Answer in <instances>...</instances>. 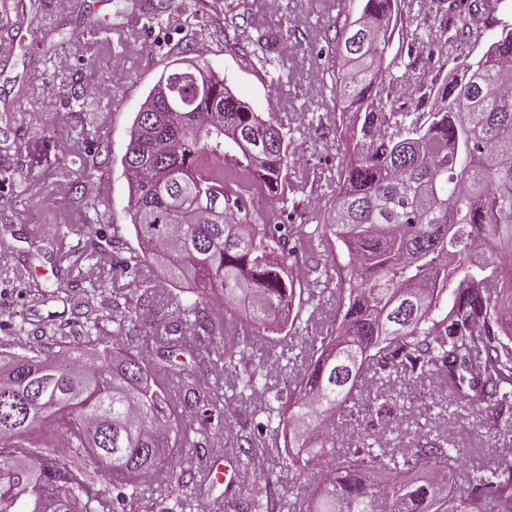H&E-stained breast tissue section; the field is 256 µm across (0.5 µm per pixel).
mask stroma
Masks as SVG:
<instances>
[{
	"label": "stroma",
	"mask_w": 512,
	"mask_h": 512,
	"mask_svg": "<svg viewBox=\"0 0 512 512\" xmlns=\"http://www.w3.org/2000/svg\"><path fill=\"white\" fill-rule=\"evenodd\" d=\"M143 0H96L75 12L58 11L56 0H0V22L14 26V51L0 57V341L31 332L47 315L79 334L71 312L63 305L46 306L43 294L68 284V269L87 270L112 253L110 228L126 225L125 243H138L128 224L129 189L122 159L130 142V128L146 95L172 61L168 44L183 40L205 45L203 63L224 76L237 97L253 111L267 114L269 99L280 102L283 122L300 131L291 145L295 160L288 171L301 180L311 171L336 168L341 154L332 130L357 126L355 108L322 87V67L307 44L295 45L274 64L279 76L271 81L261 69L247 66L233 47L214 36L224 26V6H205L203 0H171L179 24L145 22L138 34L126 35L121 25ZM360 0H247L250 20L275 27L288 21L318 36L338 11L355 16ZM426 13L424 0H397L390 21L393 33L389 54L406 51L405 36ZM83 75L91 96L84 111L72 110L69 97L76 75ZM123 96L119 112H112L114 96ZM44 117L31 126L29 113ZM104 142L109 162L85 183V191L104 197L110 210L103 221L90 222L77 202L74 175L62 173L63 146H91ZM267 355L268 367L256 377L258 392L240 396L224 362L199 352L197 363L208 375L218 376L227 397L244 414L258 409L262 399L287 390V358L295 357L299 338L279 334ZM375 393L389 397L416 395L425 411L414 418L390 423L363 438L360 419L336 431V445L347 448L368 441L375 448L400 452L418 435L438 436L449 447L462 449L464 469L449 477L465 485L472 468H496L505 450H512V433L488 430L476 407L457 404L442 392L433 373L407 379L393 374L374 385Z\"/></svg>",
	"instance_id": "35a3bbf8"
}]
</instances>
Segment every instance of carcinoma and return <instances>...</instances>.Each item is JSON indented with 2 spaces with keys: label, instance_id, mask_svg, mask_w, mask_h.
<instances>
[{
  "label": "carcinoma",
  "instance_id": "obj_1",
  "mask_svg": "<svg viewBox=\"0 0 512 512\" xmlns=\"http://www.w3.org/2000/svg\"><path fill=\"white\" fill-rule=\"evenodd\" d=\"M440 35L425 48L385 61L383 26L394 0H361L357 16L324 33L335 61L363 56L353 69L336 65L331 91L363 106L360 126L348 135L347 158L336 169L338 191L311 231L289 224L299 209L288 177L294 129L251 111L213 74L207 76L193 47H170L176 66L160 75L136 113L122 166L130 189V221L139 248L112 257L118 285L103 269L89 273L94 288L112 289V340L99 334V315L74 299L68 283L45 295L83 319V335L64 330L37 336L23 352L0 353V512H117L137 499L136 479L162 469L176 473L171 448L193 449L190 468L177 477L171 512L197 509L195 471L208 455L190 441L178 419L202 406L228 404L222 387L200 377L177 382L176 402L150 369L155 359L184 349L221 345L243 389L255 391V370L242 362L264 350L286 327L309 334L296 383L277 405L266 404L267 425L249 419L216 437L235 451L247 477L224 492V512H512V463L488 474L475 469L457 490L448 474L462 465L460 449L443 439L415 440L397 456L369 446L336 450L330 432L352 419L369 378L392 371L428 369L448 385V396L474 405L492 401L489 417L512 424V38L497 37L482 55L448 79L409 95L414 109L393 106L395 84L419 62H446L490 26L512 31V15L496 16L488 0H431ZM226 5L224 41L240 46L243 61L266 68L306 34L297 25L255 27L237 22ZM101 152L79 155L85 174L99 169ZM80 206L96 216L108 202L83 194ZM332 234L347 249L326 280L299 261L315 242ZM170 256L169 277L196 289L187 302L170 296L167 314L149 335H138L137 308L154 302L157 284L148 264ZM455 281L453 300L440 298ZM426 306L401 324L395 340H377L385 321L398 322L401 290ZM327 298L336 314L321 323L293 314L295 300ZM248 317L250 334L230 331L236 313ZM350 340L365 350L346 387L327 353ZM93 346L97 356L86 357ZM276 426H271V423ZM56 432L59 448L39 439ZM291 478L273 487L251 465L273 454ZM417 468L437 473L430 481L396 478L379 484L371 469L401 475ZM310 474L314 487L298 480ZM126 480L112 497L97 489L107 476Z\"/></svg>",
  "mask_w": 512,
  "mask_h": 512
}]
</instances>
